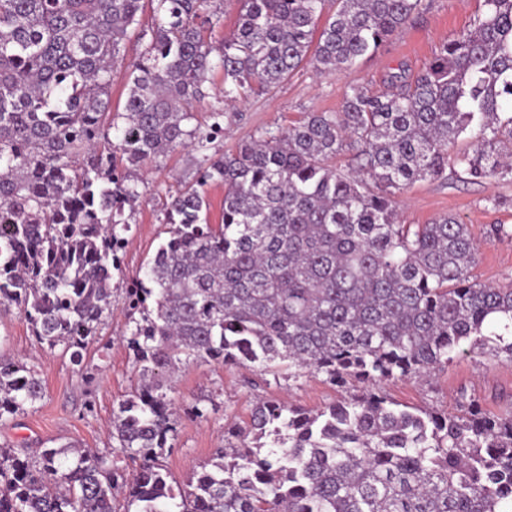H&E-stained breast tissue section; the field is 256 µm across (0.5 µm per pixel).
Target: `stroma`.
<instances>
[{
  "mask_svg": "<svg viewBox=\"0 0 512 512\" xmlns=\"http://www.w3.org/2000/svg\"><path fill=\"white\" fill-rule=\"evenodd\" d=\"M426 4L419 17L353 70L318 75L311 66H303L275 88L250 97L237 111L225 113L218 120L221 129L214 131L209 155L231 151L262 130L293 125L307 112L341 111L347 85L384 91L389 75L397 68L421 71L439 46L470 29L481 11V0H426ZM200 159L192 148L180 147L159 161L134 169L140 197L124 208L129 229L117 252L119 268L112 273V312L101 323L81 362H73L62 349L42 347L17 307L0 309V356L26 363L44 386L40 401L0 422V445L36 450L72 443L111 454L113 414L140 379V366L126 341L130 329L127 292L167 238L163 207L169 195L196 180ZM442 215L457 217L474 234L480 250L479 280L501 288L512 285V237L492 242L484 239L490 225L512 229V179L496 177L473 183L452 170L446 179L414 183L401 196L404 223L425 224ZM170 386L180 419L163 463L171 479L181 485L199 471L214 449L223 447L230 426H245L257 399H277L317 411L362 391L360 384L338 387L316 374L294 378L284 372L273 375L216 362L180 366ZM462 389L474 396L483 410L498 411L504 400H512V364L467 354L425 379H394L381 385L382 392L398 404L449 414L455 412L456 395ZM195 405L204 407V417L191 416Z\"/></svg>",
  "mask_w": 512,
  "mask_h": 512,
  "instance_id": "stroma-1",
  "label": "stroma"
}]
</instances>
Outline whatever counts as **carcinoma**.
<instances>
[{"label":"carcinoma","mask_w":512,"mask_h":512,"mask_svg":"<svg viewBox=\"0 0 512 512\" xmlns=\"http://www.w3.org/2000/svg\"><path fill=\"white\" fill-rule=\"evenodd\" d=\"M217 48L212 0H0V306L19 308L49 350L78 363L112 313V269L137 185L118 171L192 144L201 173L165 205L169 237L128 293L141 383L112 420V453L139 462L135 512H512V402L464 414L400 409L377 387L460 354L512 362V288L477 280L468 225L404 224L400 195L452 165L472 182L512 177V0H483L474 28L444 41L388 90L349 85L339 112H309L235 150L206 154L189 104L224 72L247 100L306 63L343 74L374 55L425 0H236ZM145 42L123 111L112 70L132 32ZM123 125H118V122ZM119 132L116 155L96 152ZM470 150L448 145L462 134ZM350 152L353 165L331 164ZM224 185L221 223L206 186ZM281 367L369 386L316 412L256 402L240 444L215 449L174 489V439L160 375L189 361ZM43 396L38 374L0 356V420ZM124 475L71 447L0 446V512H116Z\"/></svg>","instance_id":"obj_1"}]
</instances>
